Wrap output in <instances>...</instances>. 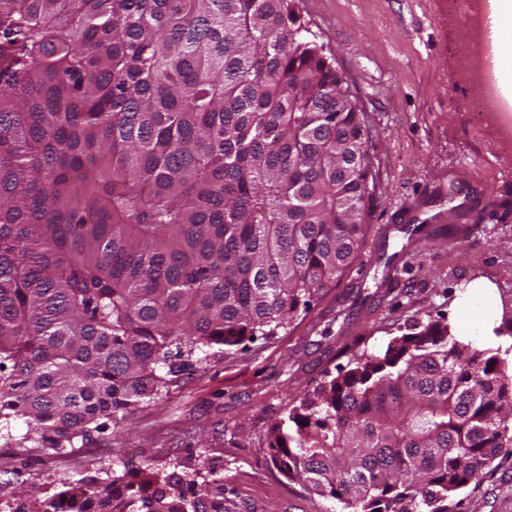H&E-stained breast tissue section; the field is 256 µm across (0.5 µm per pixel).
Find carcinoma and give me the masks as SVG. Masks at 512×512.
<instances>
[{"label":"carcinoma","mask_w":512,"mask_h":512,"mask_svg":"<svg viewBox=\"0 0 512 512\" xmlns=\"http://www.w3.org/2000/svg\"><path fill=\"white\" fill-rule=\"evenodd\" d=\"M367 135L296 0H0V437L72 453L291 325L359 257ZM268 448L348 512H457L512 454V365L417 322ZM220 470L126 463L33 502L18 471L0 512H224Z\"/></svg>","instance_id":"1"}]
</instances>
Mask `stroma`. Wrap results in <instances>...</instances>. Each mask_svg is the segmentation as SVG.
<instances>
[{
    "mask_svg": "<svg viewBox=\"0 0 512 512\" xmlns=\"http://www.w3.org/2000/svg\"><path fill=\"white\" fill-rule=\"evenodd\" d=\"M302 19L367 116L376 191L365 246L340 284L276 335L209 359L167 398L94 434L78 453L31 458L25 488L79 479L127 460L160 464L198 455L224 466L225 512H345L269 461L267 429L289 402L336 375L351 355L376 350L415 322L469 323L471 342L512 354L503 308L512 307V139L478 129L470 78L450 48L461 28L447 0H297ZM472 210L467 235L402 251L408 227L434 229L450 207ZM482 282L491 303L470 301ZM461 512H512V457L467 488Z\"/></svg>",
    "mask_w": 512,
    "mask_h": 512,
    "instance_id": "obj_1",
    "label": "stroma"
}]
</instances>
